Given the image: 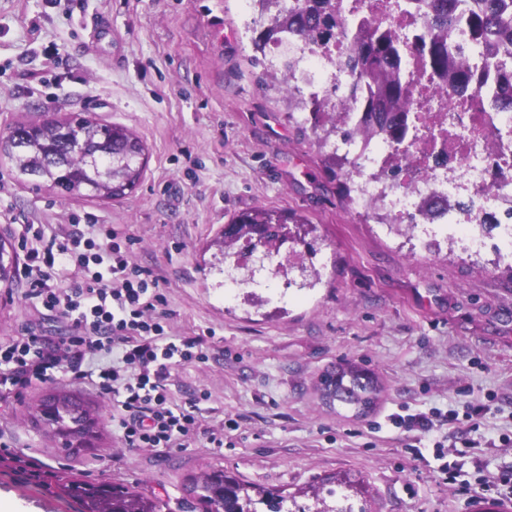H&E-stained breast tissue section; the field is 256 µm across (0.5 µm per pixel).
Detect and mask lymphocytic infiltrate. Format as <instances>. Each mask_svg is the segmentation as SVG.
Returning a JSON list of instances; mask_svg holds the SVG:
<instances>
[{
  "instance_id": "f902f5d3",
  "label": "lymphocytic infiltrate",
  "mask_w": 512,
  "mask_h": 512,
  "mask_svg": "<svg viewBox=\"0 0 512 512\" xmlns=\"http://www.w3.org/2000/svg\"><path fill=\"white\" fill-rule=\"evenodd\" d=\"M42 248L25 254L22 274L26 295L55 317L68 319L61 336L28 332L0 345V400L49 378L50 370L86 379L87 355L107 358L94 382L116 396L112 412L127 448H187L200 416L199 398L172 407L167 380L173 369L206 359L198 337L170 338L169 313L159 279L133 260L132 241L105 229L99 240L72 232L45 238L34 228ZM70 272L75 287L55 284Z\"/></svg>"
}]
</instances>
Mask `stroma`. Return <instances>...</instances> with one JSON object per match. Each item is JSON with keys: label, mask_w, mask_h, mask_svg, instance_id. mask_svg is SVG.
Masks as SVG:
<instances>
[{"label": "stroma", "mask_w": 512, "mask_h": 512, "mask_svg": "<svg viewBox=\"0 0 512 512\" xmlns=\"http://www.w3.org/2000/svg\"><path fill=\"white\" fill-rule=\"evenodd\" d=\"M264 27L244 0H0V131L85 112L132 129L148 155L141 183L120 200L33 190L0 156V238L20 260L29 224L48 238L74 224L94 239L103 227L131 237L134 261L161 279L169 334L207 342L205 361L168 380L173 403L202 399L199 435L183 450L127 448L111 397L66 376L0 401V442L41 474L0 458L9 512H81L60 490L67 480L111 482L162 499L163 512H196L185 485L216 468L289 495L291 512L308 504L300 488L335 475L363 488H336L337 505L353 512H481L482 497L413 455L462 440L475 444L449 458L462 479L512 477V255L425 252L416 236L353 212L311 130L260 82L252 41ZM258 206L315 224L306 240L320 273L312 287L297 271L266 279L260 307L226 285L217 245L225 224ZM30 327L58 336L68 323L44 315L17 276L0 284V343ZM346 364L373 378L371 408L323 399L322 375ZM52 388L81 395L97 415L91 453L66 456L36 424ZM477 406L475 431L460 421L424 437L393 423L419 412L462 418ZM218 433L220 449L209 443Z\"/></svg>", "instance_id": "obj_1"}]
</instances>
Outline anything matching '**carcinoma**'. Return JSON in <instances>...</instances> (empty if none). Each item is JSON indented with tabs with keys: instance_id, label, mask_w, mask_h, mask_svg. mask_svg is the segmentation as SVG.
<instances>
[{
	"instance_id": "carcinoma-1",
	"label": "carcinoma",
	"mask_w": 512,
	"mask_h": 512,
	"mask_svg": "<svg viewBox=\"0 0 512 512\" xmlns=\"http://www.w3.org/2000/svg\"><path fill=\"white\" fill-rule=\"evenodd\" d=\"M303 6L290 10L282 0H267L276 11L272 23L253 40L254 49L265 53L267 44L278 33L286 31L309 39H325L341 28L337 0H302ZM456 0H431V26L437 31L430 34L424 45L425 61L429 69L444 81L441 92L447 96L457 93L466 85L479 86L489 73L512 82V0H470L471 5L456 14L449 4ZM456 27L466 29L470 40L480 49L477 63L459 67L452 60L453 46L445 30ZM399 56L393 36L375 30L366 41L357 46L346 66L358 84L372 89L367 100V111L373 117L377 132L399 142L407 127H398L396 113L410 98V86L400 78L390 77L388 66ZM267 74L278 83L288 99V106L298 110L303 101L296 93L285 88V79L279 77L274 66ZM315 143L323 149L331 140L353 138V134L337 125L336 115L313 130ZM0 153L5 155L17 177L37 179L33 186H47L63 198L122 199L132 193L146 167L145 146L128 127L120 124H101L90 115L80 113H51L40 123H21L0 136ZM307 219L288 211L256 207L237 215L224 226V256L228 257L238 242L254 240L260 232L258 244L265 252L291 244L288 254L295 255L294 245L304 237L289 236L290 225H304ZM14 265L13 255L0 240V281L9 282ZM349 384H344V379ZM325 393L341 401L370 404L365 397L369 384L361 381L358 370L351 367L328 373L322 378ZM62 400L46 396L41 403V418L62 440L63 450H91L94 440L80 439V430L87 414L83 404L74 396L59 393ZM63 493L77 498L82 512H100L101 503L109 499L113 512H162L164 504L156 498L136 494L123 487L107 483L66 482ZM190 493L200 503L203 512H283L287 497L270 490L254 487L222 469L214 470L203 481H195ZM299 493L311 499L307 512H352L338 508L327 501L333 490L310 485Z\"/></svg>"
}]
</instances>
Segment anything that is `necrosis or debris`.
Returning a JSON list of instances; mask_svg holds the SVG:
<instances>
[{
  "label": "necrosis or debris",
  "instance_id": "4bbe7bcc",
  "mask_svg": "<svg viewBox=\"0 0 512 512\" xmlns=\"http://www.w3.org/2000/svg\"><path fill=\"white\" fill-rule=\"evenodd\" d=\"M340 14L343 26L329 40L285 35L269 44L268 56L288 88L328 101L339 124L355 130L351 142L336 143L355 162L352 210L368 214L382 207L390 224L421 225L428 247L447 234L468 249L491 237L512 247V85L491 76L485 87L448 101L439 79L422 74L419 48L429 33L424 11L408 0H340ZM374 23L399 36L398 74L414 83L400 144L370 135L368 91L354 87L343 66ZM393 166L396 180L374 179L377 169Z\"/></svg>",
  "mask_w": 512,
  "mask_h": 512
}]
</instances>
